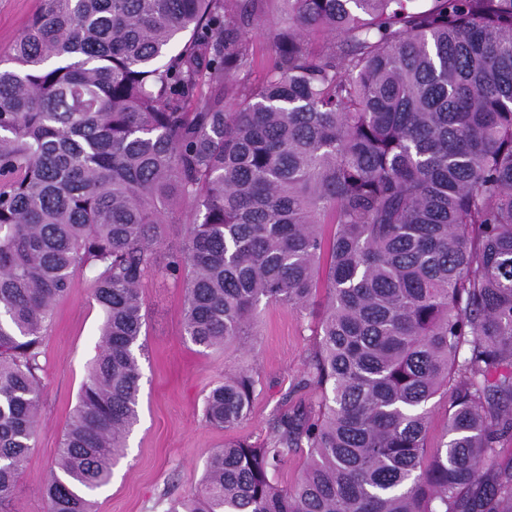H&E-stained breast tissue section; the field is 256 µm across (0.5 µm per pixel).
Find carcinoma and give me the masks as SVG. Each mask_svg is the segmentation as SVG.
<instances>
[{
  "instance_id": "cac0c4a2",
  "label": "carcinoma",
  "mask_w": 512,
  "mask_h": 512,
  "mask_svg": "<svg viewBox=\"0 0 512 512\" xmlns=\"http://www.w3.org/2000/svg\"><path fill=\"white\" fill-rule=\"evenodd\" d=\"M258 2L41 0L0 68V512L77 270L101 341L43 479L48 512H96L138 422L151 275L185 285L184 335L205 349L252 335L271 304L320 336L301 380L317 402L263 443L214 449L169 512H512V470H493L512 435V0H287L254 83ZM317 30L333 41L313 55ZM180 200L195 218L159 266ZM259 386L224 378L206 421L237 427ZM430 410L429 413V442L431 445L442 437L445 431L448 398L445 396H438L433 399L427 406Z\"/></svg>"
}]
</instances>
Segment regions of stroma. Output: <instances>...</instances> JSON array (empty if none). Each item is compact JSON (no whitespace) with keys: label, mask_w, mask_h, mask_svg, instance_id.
Listing matches in <instances>:
<instances>
[{"label":"stroma","mask_w":512,"mask_h":512,"mask_svg":"<svg viewBox=\"0 0 512 512\" xmlns=\"http://www.w3.org/2000/svg\"><path fill=\"white\" fill-rule=\"evenodd\" d=\"M40 0H0V59L7 58ZM286 26L281 0H266L263 13L244 31L253 59L250 78H265ZM141 294L146 334L139 358V418L125 455L95 497L97 512H166V506L197 493L208 454L236 437L262 442L272 418L300 403L316 401L313 388L299 383L316 350L310 317L279 305L266 307L246 344L208 350L182 331L184 288L145 279ZM103 313L87 275L76 274L55 308L43 346L45 384L36 446L10 504L11 512H46L44 474L53 466L65 427L100 343ZM244 369L257 372L262 386L248 418L227 431L204 417L209 391Z\"/></svg>","instance_id":"1"}]
</instances>
